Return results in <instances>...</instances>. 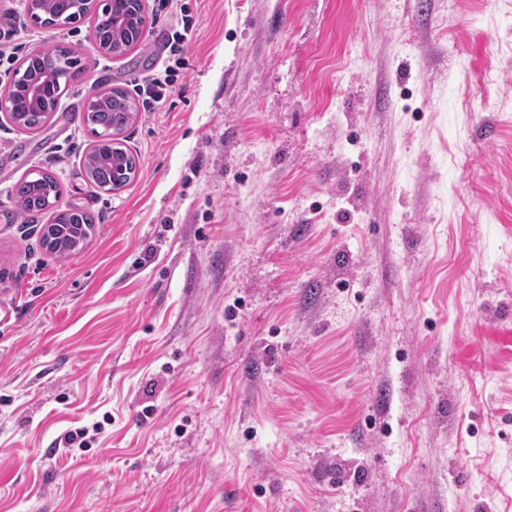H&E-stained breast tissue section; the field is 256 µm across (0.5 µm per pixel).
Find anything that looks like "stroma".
<instances>
[{
  "instance_id": "stroma-1",
  "label": "stroma",
  "mask_w": 512,
  "mask_h": 512,
  "mask_svg": "<svg viewBox=\"0 0 512 512\" xmlns=\"http://www.w3.org/2000/svg\"><path fill=\"white\" fill-rule=\"evenodd\" d=\"M185 69L98 194L82 123L143 44L0 122V512H512V0H181ZM98 217L39 246L11 188ZM101 422L89 447L67 432ZM60 194L57 180L45 172H40L39 177L26 175L14 185L12 191L16 208L22 216L54 213L52 220L42 226L41 244L56 257H64L81 249L96 224L95 215L88 210L61 211L57 207Z\"/></svg>"
}]
</instances>
